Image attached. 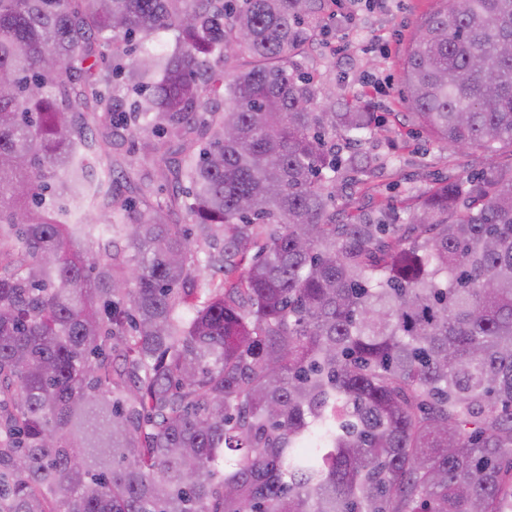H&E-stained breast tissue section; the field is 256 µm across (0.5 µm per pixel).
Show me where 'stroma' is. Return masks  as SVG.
<instances>
[{
    "instance_id": "1",
    "label": "stroma",
    "mask_w": 512,
    "mask_h": 512,
    "mask_svg": "<svg viewBox=\"0 0 512 512\" xmlns=\"http://www.w3.org/2000/svg\"><path fill=\"white\" fill-rule=\"evenodd\" d=\"M342 3L337 16L327 20L324 45L309 52L306 66L335 88L337 98L369 105L380 118V129L365 145L373 159L370 172L338 193L336 212L345 220L390 204L404 217L426 190L462 172L483 170L485 160L478 151L460 157L402 122L401 61L415 23L435 9V0H387L381 11L372 9L370 0ZM150 136L146 129L135 137L123 132L114 139L112 156L120 164L114 195L147 204L186 198V183L164 184L155 178L156 162L144 148Z\"/></svg>"
}]
</instances>
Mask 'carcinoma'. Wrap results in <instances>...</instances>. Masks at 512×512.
Masks as SVG:
<instances>
[{"mask_svg":"<svg viewBox=\"0 0 512 512\" xmlns=\"http://www.w3.org/2000/svg\"><path fill=\"white\" fill-rule=\"evenodd\" d=\"M328 2L0 0V512H512V0L415 25L408 117L488 167L405 226L336 221ZM141 119L191 229L112 192ZM129 48L127 55L114 59V64L123 67V70H126L125 73L130 63L146 50L151 52H173L176 48V35L173 31L160 32L152 41L145 42L143 45H133Z\"/></svg>","mask_w":512,"mask_h":512,"instance_id":"carcinoma-1","label":"carcinoma"}]
</instances>
